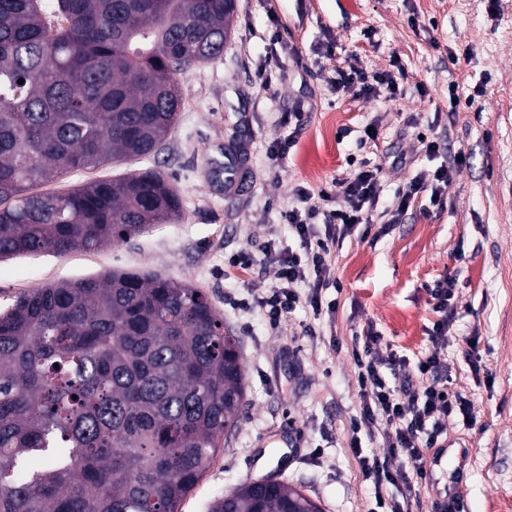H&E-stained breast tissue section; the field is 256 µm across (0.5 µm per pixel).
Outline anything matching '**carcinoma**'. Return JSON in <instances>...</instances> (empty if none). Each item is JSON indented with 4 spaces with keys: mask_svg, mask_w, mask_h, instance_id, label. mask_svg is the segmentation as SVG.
I'll return each instance as SVG.
<instances>
[{
    "mask_svg": "<svg viewBox=\"0 0 512 512\" xmlns=\"http://www.w3.org/2000/svg\"><path fill=\"white\" fill-rule=\"evenodd\" d=\"M0 0V260L96 250L182 218L159 170L62 194L27 186L156 151L177 77L217 58L235 0ZM24 83H18V80ZM240 341L208 295L109 271L0 313V512H178L239 421ZM323 512L283 480L210 512Z\"/></svg>",
    "mask_w": 512,
    "mask_h": 512,
    "instance_id": "obj_1",
    "label": "carcinoma"
}]
</instances>
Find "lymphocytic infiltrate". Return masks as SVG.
Here are the masks:
<instances>
[{
  "mask_svg": "<svg viewBox=\"0 0 512 512\" xmlns=\"http://www.w3.org/2000/svg\"><path fill=\"white\" fill-rule=\"evenodd\" d=\"M391 74L369 75L354 69L337 71L332 79L336 89L357 88L360 94H398ZM381 165L362 167L351 179L334 183L319 192L300 187L295 191L297 206L283 210L281 217L299 239L301 252L268 248L264 260L272 280L254 302L271 327H279L297 307L312 309L314 315L335 317V300L325 294L337 282L330 276L329 258L340 238L359 224L371 221V211L382 191ZM455 172L454 166L438 167L431 181L413 178L395 192L391 213L400 216L420 193H428L432 204L443 202L444 191ZM344 198L345 207L335 209L331 203ZM456 284L443 278L430 288L433 308L438 315L430 332L431 348L417 361H409L396 352H380L379 335L367 332L362 346L353 347L358 369L357 387L360 407L349 420L352 436L349 448L359 455L363 476L371 481L375 498L383 512H402L401 504L386 499L388 487L413 482L420 487L427 482V453L437 447L444 433L443 420L455 416L463 424L473 421L470 402L461 394L449 391L445 374L448 364L444 351L454 320L452 299ZM391 432L392 441L383 455H362L363 438L372 436L377 426Z\"/></svg>",
  "mask_w": 512,
  "mask_h": 512,
  "instance_id": "1",
  "label": "lymphocytic infiltrate"
}]
</instances>
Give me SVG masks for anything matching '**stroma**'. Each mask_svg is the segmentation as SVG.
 Here are the masks:
<instances>
[{"mask_svg":"<svg viewBox=\"0 0 512 512\" xmlns=\"http://www.w3.org/2000/svg\"><path fill=\"white\" fill-rule=\"evenodd\" d=\"M266 67L270 89L259 86ZM398 74L396 99L333 90L336 69ZM183 110L151 156L59 174L31 193H59L156 168L175 185L182 218L99 250L0 261V309L39 286L108 270L157 273L204 289L241 341L245 396L240 419L179 512H209L258 472L298 486L324 512H366L374 488L349 448L359 409L352 345L378 332L381 350L417 359L437 319L428 288L455 279L448 388L472 404L470 426L446 422L449 443L469 450L465 512H512V0H236L220 57L179 77ZM296 112L295 130L282 115ZM374 138L364 135L367 125ZM436 136L422 152L417 134ZM294 135L279 165L266 152ZM460 155L446 204L418 196L400 223L384 216L394 192ZM231 157L235 183H215L210 158ZM378 164L384 182L373 226H356L330 258L342 286L334 319L297 308L279 329L260 311L228 303L269 283L267 243L299 249L281 223L294 191L352 178ZM278 232H271V225ZM247 251V271L225 270ZM293 425L299 445L274 450Z\"/></svg>","mask_w":512,"mask_h":512,"instance_id":"stroma-1","label":"stroma"}]
</instances>
